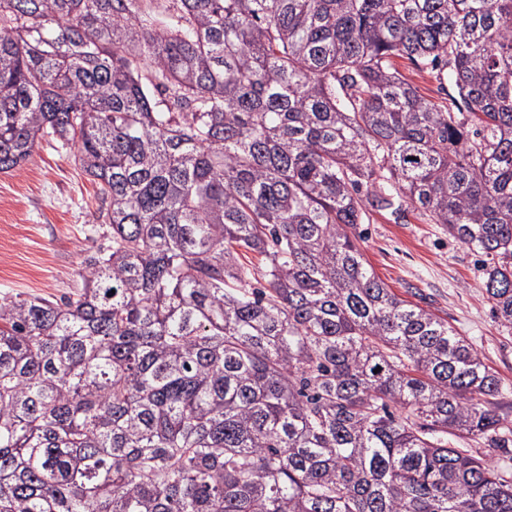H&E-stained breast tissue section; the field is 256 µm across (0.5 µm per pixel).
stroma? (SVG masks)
<instances>
[{"instance_id": "1", "label": "stroma", "mask_w": 512, "mask_h": 512, "mask_svg": "<svg viewBox=\"0 0 512 512\" xmlns=\"http://www.w3.org/2000/svg\"><path fill=\"white\" fill-rule=\"evenodd\" d=\"M96 187L61 150L41 144L20 170L0 173V295L60 298L80 286L83 257L106 246ZM368 265L399 297L465 336L503 380L512 419V331L494 318L479 258L427 216L373 211L360 227Z\"/></svg>"}]
</instances>
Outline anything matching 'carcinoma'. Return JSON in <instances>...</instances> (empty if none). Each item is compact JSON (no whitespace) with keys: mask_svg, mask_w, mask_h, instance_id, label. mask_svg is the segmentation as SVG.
Listing matches in <instances>:
<instances>
[{"mask_svg":"<svg viewBox=\"0 0 512 512\" xmlns=\"http://www.w3.org/2000/svg\"><path fill=\"white\" fill-rule=\"evenodd\" d=\"M43 139L109 244L0 298V512H512L503 382L356 243L422 212L512 330V0H0V173ZM398 69L407 78L408 81L417 86L420 92L427 96L440 101L441 97H445L439 90V82L432 75L420 72L408 60H398Z\"/></svg>","mask_w":512,"mask_h":512,"instance_id":"1","label":"carcinoma"}]
</instances>
